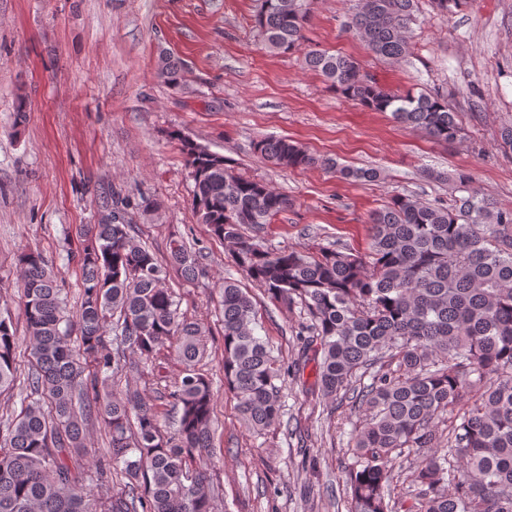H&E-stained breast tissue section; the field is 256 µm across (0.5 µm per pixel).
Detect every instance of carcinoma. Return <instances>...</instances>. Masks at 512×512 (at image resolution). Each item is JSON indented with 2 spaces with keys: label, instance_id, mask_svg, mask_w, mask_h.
Masks as SVG:
<instances>
[{
  "label": "carcinoma",
  "instance_id": "obj_1",
  "mask_svg": "<svg viewBox=\"0 0 512 512\" xmlns=\"http://www.w3.org/2000/svg\"><path fill=\"white\" fill-rule=\"evenodd\" d=\"M416 0H358L348 22L377 57L399 61ZM309 0H262L256 23L271 51L306 41ZM304 64L344 98L390 112L404 126L442 143L461 134L457 113L437 94L395 95L380 89L353 58L309 48ZM158 77L177 89L183 63L162 51ZM193 180L199 223L229 247L235 266L276 303H300L295 366L313 364L326 402L342 392L366 412L354 429L345 491L354 512H512V206L498 204L454 177L453 203L393 197L371 213L365 254L319 245L272 249L268 224L288 209V197L235 172L224 155L179 134ZM265 162L292 169L323 167L347 181H374V168L342 166L286 138L254 143ZM127 205L104 207L86 225L78 254L81 294L74 315L42 254L20 257L29 346L19 349L0 317V393L23 381L19 414L0 422V512H215L210 476L190 469L223 459L213 444L214 394L198 367L206 329L179 312L168 286L175 272L206 276L203 255L173 236L165 260L136 239ZM224 384L247 426L262 432L280 416L281 366L256 334L248 291L230 278L221 293ZM120 348L106 349L107 327ZM170 348L182 364L160 397L173 400L176 432L136 389L100 394L109 374L150 362ZM30 367L21 370V359ZM368 382H362V378ZM104 424L109 453L88 455L92 416ZM448 417V436L439 422ZM410 461L414 494L391 488L395 466ZM119 471L118 490L101 500L93 484Z\"/></svg>",
  "mask_w": 512,
  "mask_h": 512
}]
</instances>
